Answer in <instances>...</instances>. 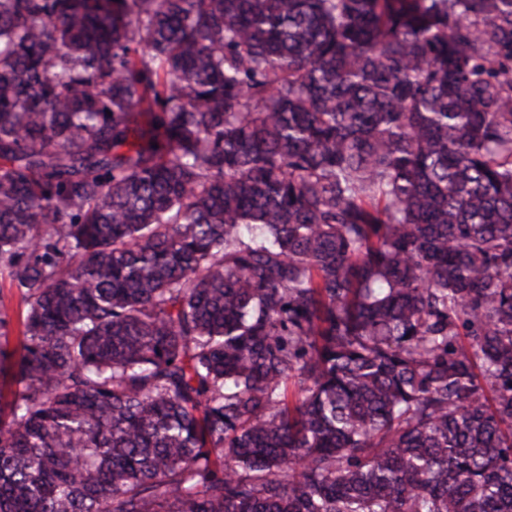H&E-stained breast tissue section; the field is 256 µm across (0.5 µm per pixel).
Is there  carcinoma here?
Returning <instances> with one entry per match:
<instances>
[{"mask_svg": "<svg viewBox=\"0 0 512 512\" xmlns=\"http://www.w3.org/2000/svg\"><path fill=\"white\" fill-rule=\"evenodd\" d=\"M0 512H512V0H0ZM0 301L4 304L13 318V327L8 336L0 337V345L8 350L18 348L20 336L17 329V315L19 312V297L15 288H11L8 278H0Z\"/></svg>", "mask_w": 512, "mask_h": 512, "instance_id": "obj_1", "label": "carcinoma"}]
</instances>
